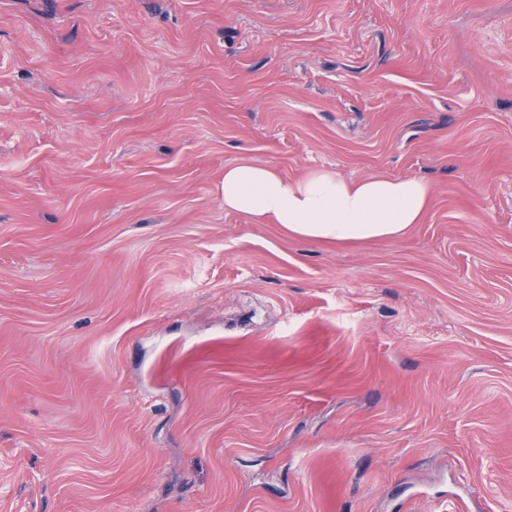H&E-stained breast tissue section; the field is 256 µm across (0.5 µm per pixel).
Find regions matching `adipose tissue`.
Masks as SVG:
<instances>
[{"mask_svg":"<svg viewBox=\"0 0 512 512\" xmlns=\"http://www.w3.org/2000/svg\"><path fill=\"white\" fill-rule=\"evenodd\" d=\"M223 195L225 211L283 225L301 240L344 244L406 235L422 222L431 187L416 177L348 179L324 168L288 179L244 159L225 168Z\"/></svg>","mask_w":512,"mask_h":512,"instance_id":"ef3b65f1","label":"adipose tissue"}]
</instances>
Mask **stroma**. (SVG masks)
Masks as SVG:
<instances>
[{
    "instance_id": "35a3bbf8",
    "label": "stroma",
    "mask_w": 512,
    "mask_h": 512,
    "mask_svg": "<svg viewBox=\"0 0 512 512\" xmlns=\"http://www.w3.org/2000/svg\"><path fill=\"white\" fill-rule=\"evenodd\" d=\"M432 187L336 245L227 166ZM512 512V0H0V512Z\"/></svg>"
}]
</instances>
